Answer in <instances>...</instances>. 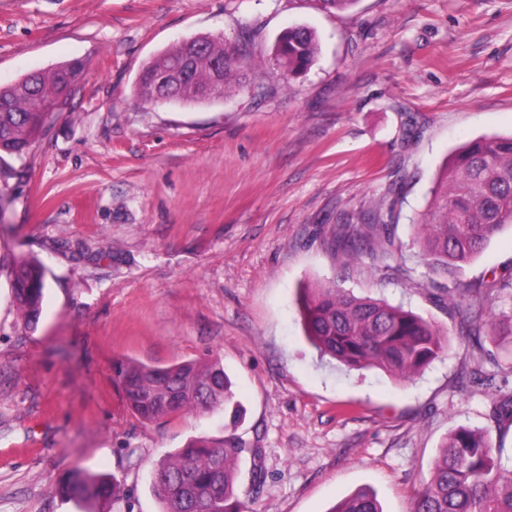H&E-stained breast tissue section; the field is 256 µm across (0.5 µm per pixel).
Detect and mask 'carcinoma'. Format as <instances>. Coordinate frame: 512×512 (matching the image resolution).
<instances>
[{
  "label": "carcinoma",
  "mask_w": 512,
  "mask_h": 512,
  "mask_svg": "<svg viewBox=\"0 0 512 512\" xmlns=\"http://www.w3.org/2000/svg\"><path fill=\"white\" fill-rule=\"evenodd\" d=\"M258 30L243 27L234 40L198 37L200 47L179 43L153 57L139 74L135 94L142 103L213 101L208 89L221 80V96L244 88V71L254 57ZM319 50L316 32L307 26L284 30L269 64L283 76L297 78L314 64ZM177 67L187 79L169 88L158 75ZM80 60L35 72L0 86V152L20 155L31 145L50 113L49 102L67 101L81 78ZM401 191L390 186L376 199L362 224H340L331 247L352 260L364 257L375 267L398 271L406 282L428 289L438 303H451L462 316L465 335L475 338L478 354L488 353L481 336L512 354V278L489 290L458 279L462 265L479 256L488 243L512 224V136L477 138L454 152L443 165L422 218L414 224L416 257L425 279L414 281L404 268L402 245L396 243ZM45 272L30 256L17 258L11 270L12 296L25 324L40 319ZM297 306L308 342L320 357L350 370L376 368L403 381L421 375L447 353V334L422 316L382 299L356 296L331 278L298 289ZM497 303L491 314L485 305ZM117 378L128 408L153 422L178 414L224 409L230 425L239 421L233 382L220 357L156 366L125 359ZM250 449L233 433L220 438L198 436L164 455L152 471V491L160 512H246L238 478ZM61 493L91 505L88 512L126 497L114 478L85 472L70 476ZM328 512H383L373 491L361 488ZM411 512H512V465L502 462L485 429L460 426L445 438L432 462L429 479L417 491Z\"/></svg>",
  "instance_id": "carcinoma-1"
}]
</instances>
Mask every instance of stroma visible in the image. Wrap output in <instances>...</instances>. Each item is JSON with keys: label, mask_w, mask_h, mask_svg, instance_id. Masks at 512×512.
Instances as JSON below:
<instances>
[{"label": "stroma", "mask_w": 512, "mask_h": 512, "mask_svg": "<svg viewBox=\"0 0 512 512\" xmlns=\"http://www.w3.org/2000/svg\"><path fill=\"white\" fill-rule=\"evenodd\" d=\"M244 25L262 41L242 91L137 101L154 54ZM294 25L321 52L287 81L261 61ZM73 59L85 71L67 105L22 154H0V512H80L59 492L77 470L124 484L110 512H159L154 463L222 436L219 412L141 421L115 379L126 357H221L245 410L236 434L257 451L248 512H328L364 486L384 512H411L461 425L512 455V418L493 416L512 356L477 359L456 308L330 248L395 182L410 246L448 154L512 133V0H0V85ZM22 255L46 271L33 330L11 294ZM510 272L508 226L459 277L486 289ZM327 278L421 314L447 353L410 382L320 359L295 298Z\"/></svg>", "instance_id": "stroma-1"}]
</instances>
